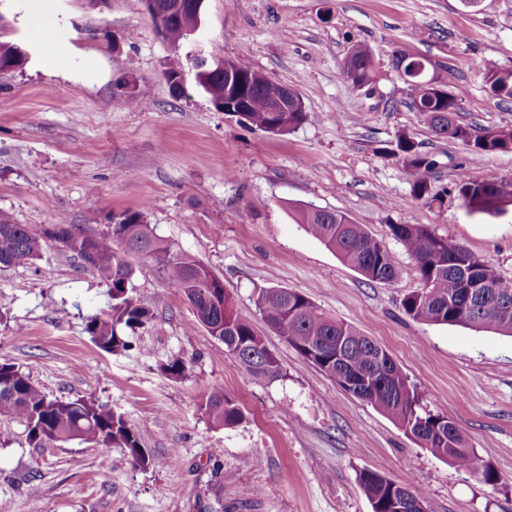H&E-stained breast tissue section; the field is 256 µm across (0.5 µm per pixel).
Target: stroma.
Masks as SVG:
<instances>
[{"instance_id":"35a3bbf8","label":"stroma","mask_w":512,"mask_h":512,"mask_svg":"<svg viewBox=\"0 0 512 512\" xmlns=\"http://www.w3.org/2000/svg\"><path fill=\"white\" fill-rule=\"evenodd\" d=\"M46 32L65 48L51 64ZM200 33L202 42L172 47L146 0H50L37 23L28 0H0V42L33 51L23 69L0 74V213L99 233L112 215L142 212L223 280L281 375L246 371L142 257L131 259L133 284L152 296L155 317L114 354L85 331L110 302L95 270L53 244L35 262L0 268V362L50 397L123 415L154 460L141 467L124 449L78 440L32 448L22 425L0 417V512H371L365 469L413 478L429 512H512V336L406 315L417 264L389 230L429 225L512 279V210L468 214L457 190L465 169L512 179V151L472 162L467 145L436 136L410 109L394 67L402 54L425 59L460 94L459 123L512 126V99L484 85L488 71L512 68V0H204ZM358 43L374 60L361 90L343 75ZM199 46L294 87L312 120L271 135L216 111L195 83ZM171 66L185 75L184 96L170 92ZM401 135L434 162L429 197H412L392 154ZM293 204L364 225L393 254L395 280L370 282L342 263L296 223ZM272 287L306 295L380 345L430 410L463 427L496 482L436 458L301 358L256 307ZM175 360L186 365L179 379L165 371ZM215 388L236 400L241 424L204 414ZM247 487L258 496L245 498Z\"/></svg>"}]
</instances>
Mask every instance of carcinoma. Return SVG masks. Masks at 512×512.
Instances as JSON below:
<instances>
[{"label":"carcinoma","instance_id":"1","mask_svg":"<svg viewBox=\"0 0 512 512\" xmlns=\"http://www.w3.org/2000/svg\"><path fill=\"white\" fill-rule=\"evenodd\" d=\"M155 23L177 46L189 38L181 20H172L174 0H151ZM21 45L0 43V72L23 67ZM345 79L355 87L372 81V54L363 44L350 51ZM196 82L209 95L215 109L224 104V72L194 57ZM489 92L512 99V69L490 70L484 76ZM286 85L265 75L252 82L249 111L240 120L267 133L284 135L313 118L296 108L272 112L270 107ZM410 107L425 117L435 132L464 142L473 128L455 120L457 95L431 96L422 79L409 83ZM512 150V127L486 129L474 139L472 159ZM394 155L411 180L412 196L429 193L428 174L433 160L408 137L398 139ZM468 213L498 215L512 205V180L478 181L464 172L457 182ZM297 223L344 264L371 282H391L397 275L392 254L360 224L344 213L305 205L293 208ZM391 235L417 262L421 287L407 294L402 307L415 320L437 325L462 326L512 336V280L505 279L485 259L453 243L425 224H391ZM71 252L96 270L108 288V309L88 318L85 331L97 346L114 353L128 347L122 330L147 324L153 317V299L132 285L133 268L118 251L132 252L156 263L159 272L190 303L195 324L224 343V348L247 371L274 380L280 364L256 332L252 321L234 311L223 281L193 257L180 253L156 236L140 212L112 216L108 232L92 237L59 225L14 224L0 214V266L40 257L50 242ZM475 269L488 286L489 297L479 305L463 295L462 271ZM257 309L267 324L298 354L333 378L344 390L398 424L434 456L456 462L466 470H479L478 458L466 443L463 430L445 414L423 405L416 387L400 366L376 342L345 321L326 315L307 296L287 288L259 293ZM201 408L216 424L233 427L243 419L237 405L222 390L207 395ZM0 416L24 426L27 443L44 448L53 442L80 440L100 448H122L143 467L153 463L137 431L123 416L94 400H63L47 396L20 367L0 362ZM358 482L372 512H428L427 497L411 481H394L378 471L359 473Z\"/></svg>","mask_w":512,"mask_h":512}]
</instances>
